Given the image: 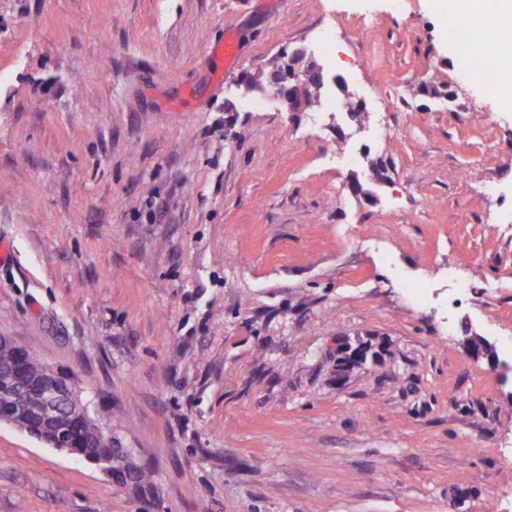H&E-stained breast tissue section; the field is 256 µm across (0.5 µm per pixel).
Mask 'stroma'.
I'll use <instances>...</instances> for the list:
<instances>
[{
    "label": "stroma",
    "mask_w": 512,
    "mask_h": 512,
    "mask_svg": "<svg viewBox=\"0 0 512 512\" xmlns=\"http://www.w3.org/2000/svg\"><path fill=\"white\" fill-rule=\"evenodd\" d=\"M331 24L335 120L237 95ZM451 41L432 0H0V333L118 450L0 426V512H512V382L464 343L512 355V110ZM452 266L448 324L404 285ZM492 347V344L476 333L471 334L466 340V348L470 356L475 360H486L492 367L499 368L503 375L509 371L507 366L499 360L496 350L493 348V354L487 355L486 350ZM357 345L355 348L348 340H336V381H342L349 372L354 370H365L369 362L373 364L377 355L374 354L369 360H363V356Z\"/></svg>",
    "instance_id": "1"
}]
</instances>
